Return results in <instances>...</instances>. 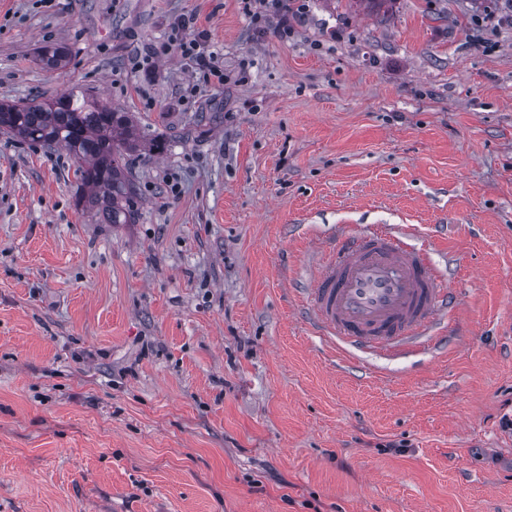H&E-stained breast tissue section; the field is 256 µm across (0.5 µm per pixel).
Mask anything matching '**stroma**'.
I'll use <instances>...</instances> for the list:
<instances>
[{
    "instance_id": "1",
    "label": "stroma",
    "mask_w": 512,
    "mask_h": 512,
    "mask_svg": "<svg viewBox=\"0 0 512 512\" xmlns=\"http://www.w3.org/2000/svg\"><path fill=\"white\" fill-rule=\"evenodd\" d=\"M245 2L0 0V100L90 87L163 145L100 224L73 157L0 131V512H512V0H305L285 38ZM376 224L457 329L343 357L301 290ZM173 32L172 41L181 57L203 72L211 84L223 86L228 79L224 74L223 60L217 52L209 49L207 36L198 29L196 17L189 15L180 18L174 24Z\"/></svg>"
}]
</instances>
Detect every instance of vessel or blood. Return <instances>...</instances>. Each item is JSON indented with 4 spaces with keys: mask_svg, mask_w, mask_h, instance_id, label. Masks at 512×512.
<instances>
[{
    "mask_svg": "<svg viewBox=\"0 0 512 512\" xmlns=\"http://www.w3.org/2000/svg\"><path fill=\"white\" fill-rule=\"evenodd\" d=\"M304 294L319 336L385 354L429 337L457 304L427 250L394 225L339 230Z\"/></svg>",
    "mask_w": 512,
    "mask_h": 512,
    "instance_id": "b4317fda",
    "label": "vessel or blood"
}]
</instances>
